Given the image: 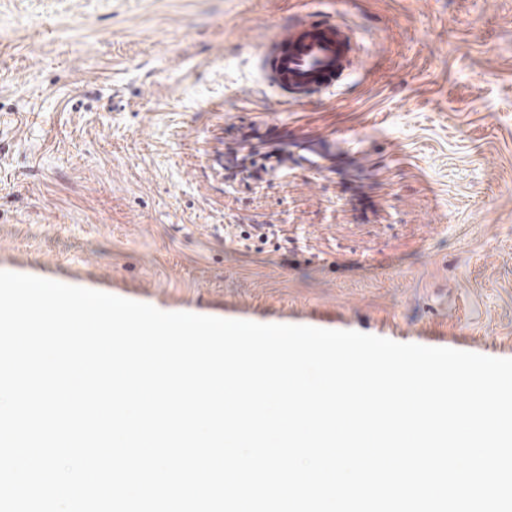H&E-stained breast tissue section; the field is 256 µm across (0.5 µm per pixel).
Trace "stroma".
I'll return each instance as SVG.
<instances>
[{
  "label": "stroma",
  "mask_w": 512,
  "mask_h": 512,
  "mask_svg": "<svg viewBox=\"0 0 512 512\" xmlns=\"http://www.w3.org/2000/svg\"><path fill=\"white\" fill-rule=\"evenodd\" d=\"M300 2L0 0V270L512 358V0H339L381 53L286 111L255 52ZM241 125L291 156L250 192ZM252 136L251 130L239 128L237 135L225 144L224 149V177L236 181L242 175L239 180L247 190L252 189V184L264 182V175L273 167L271 159L280 166L283 158L288 156V146L285 144L275 146L259 158L251 151L245 153Z\"/></svg>",
  "instance_id": "1"
}]
</instances>
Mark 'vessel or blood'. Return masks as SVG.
<instances>
[{"label": "vessel or blood", "instance_id": "obj_1", "mask_svg": "<svg viewBox=\"0 0 512 512\" xmlns=\"http://www.w3.org/2000/svg\"><path fill=\"white\" fill-rule=\"evenodd\" d=\"M258 55L268 92L286 110L348 87L369 57L360 28L334 0H305L271 27Z\"/></svg>", "mask_w": 512, "mask_h": 512}]
</instances>
